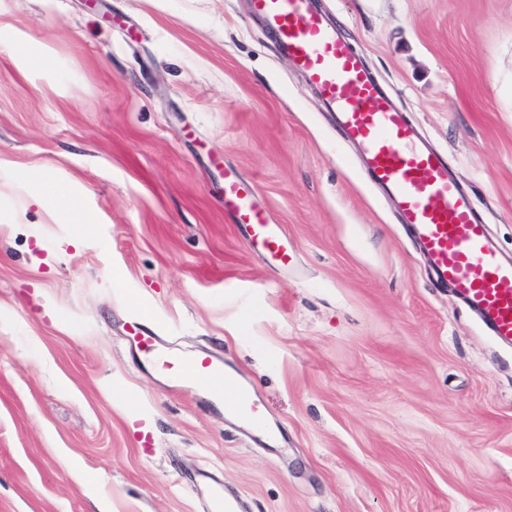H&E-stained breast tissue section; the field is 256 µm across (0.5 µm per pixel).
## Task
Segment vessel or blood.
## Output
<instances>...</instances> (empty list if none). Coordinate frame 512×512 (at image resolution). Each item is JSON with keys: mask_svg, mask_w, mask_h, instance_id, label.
Returning a JSON list of instances; mask_svg holds the SVG:
<instances>
[{"mask_svg": "<svg viewBox=\"0 0 512 512\" xmlns=\"http://www.w3.org/2000/svg\"><path fill=\"white\" fill-rule=\"evenodd\" d=\"M295 65L335 114L346 139L361 149L373 183L393 196L439 284L453 289L495 338L512 345V260L500 257L439 153L419 138L415 126L389 101L357 52L315 9L314 0H251ZM255 187L235 171L224 173V211L246 225L253 245L281 267L294 252L280 226L269 223L253 202ZM128 342L174 383L191 381L224 400V409L264 428L262 408L250 389L221 361L206 355L180 357L146 318L129 326ZM206 512H237L238 500L223 486L208 490Z\"/></svg>", "mask_w": 512, "mask_h": 512, "instance_id": "b4317fda", "label": "vessel or blood"}]
</instances>
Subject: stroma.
Returning <instances> with one entry per match:
<instances>
[{"label":"stroma","mask_w":512,"mask_h":512,"mask_svg":"<svg viewBox=\"0 0 512 512\" xmlns=\"http://www.w3.org/2000/svg\"><path fill=\"white\" fill-rule=\"evenodd\" d=\"M319 3L512 255V0ZM228 164L292 267L225 215ZM0 214V512H93L86 474L112 512H205L202 469L243 512H512V348L248 0H0ZM138 315L266 430L136 355Z\"/></svg>","instance_id":"1"}]
</instances>
